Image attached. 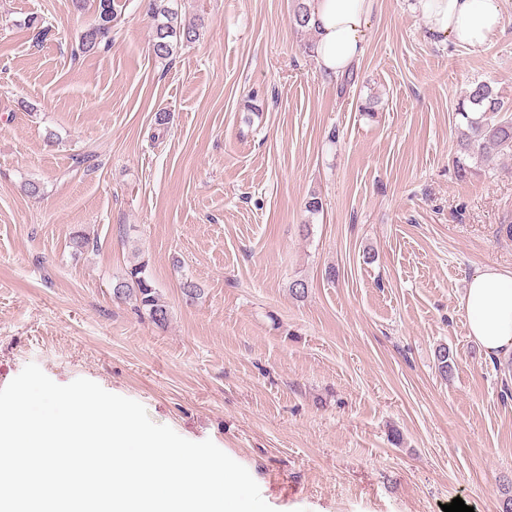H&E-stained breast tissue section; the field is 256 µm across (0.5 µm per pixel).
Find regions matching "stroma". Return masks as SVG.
<instances>
[{"mask_svg": "<svg viewBox=\"0 0 512 512\" xmlns=\"http://www.w3.org/2000/svg\"><path fill=\"white\" fill-rule=\"evenodd\" d=\"M118 4L111 50L76 59L93 0H0V388L31 362L94 381L212 440L275 512H501L512 361L469 338L461 296L512 270V153L463 181L453 159L472 85L512 102V0L477 54L377 0L345 86L293 0H178L200 36L170 62L145 0ZM141 260L165 326L113 297Z\"/></svg>", "mask_w": 512, "mask_h": 512, "instance_id": "stroma-1", "label": "stroma"}]
</instances>
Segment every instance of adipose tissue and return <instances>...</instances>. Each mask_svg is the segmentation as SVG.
I'll return each instance as SVG.
<instances>
[{
    "instance_id": "adipose-tissue-1",
    "label": "adipose tissue",
    "mask_w": 512,
    "mask_h": 512,
    "mask_svg": "<svg viewBox=\"0 0 512 512\" xmlns=\"http://www.w3.org/2000/svg\"><path fill=\"white\" fill-rule=\"evenodd\" d=\"M376 0H308L315 56L329 76L362 58ZM433 38L478 52L501 30L503 0H415ZM469 336L490 357L512 355V271L487 266L462 295Z\"/></svg>"
}]
</instances>
